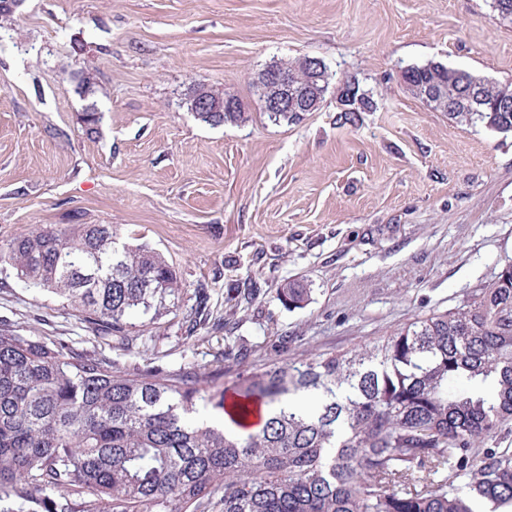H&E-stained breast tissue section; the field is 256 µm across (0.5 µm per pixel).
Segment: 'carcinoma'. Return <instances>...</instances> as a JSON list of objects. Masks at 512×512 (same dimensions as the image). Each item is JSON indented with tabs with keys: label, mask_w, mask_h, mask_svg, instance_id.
I'll use <instances>...</instances> for the list:
<instances>
[{
	"label": "carcinoma",
	"mask_w": 512,
	"mask_h": 512,
	"mask_svg": "<svg viewBox=\"0 0 512 512\" xmlns=\"http://www.w3.org/2000/svg\"><path fill=\"white\" fill-rule=\"evenodd\" d=\"M300 59L274 62L292 74ZM267 68V69H269ZM267 69L251 80L258 93ZM408 91L459 126L512 132V83L430 62L403 70ZM358 110L375 108L354 78ZM507 95L505 108L492 103ZM188 110L209 125L245 119L243 104L194 87ZM30 287L54 293L103 336L129 339L181 293L167 261L112 224L38 228L0 245ZM280 299L303 308L308 289ZM191 328L207 325L196 294ZM224 369L161 374L52 345L0 321V512H488L512 506V448L487 443L512 423V264L461 304L352 351L301 353L233 381ZM315 393L313 408L287 405ZM262 427L241 433L255 407ZM226 414L233 427L202 417Z\"/></svg>",
	"instance_id": "obj_1"
}]
</instances>
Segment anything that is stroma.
<instances>
[{
  "instance_id": "1",
  "label": "stroma",
  "mask_w": 512,
  "mask_h": 512,
  "mask_svg": "<svg viewBox=\"0 0 512 512\" xmlns=\"http://www.w3.org/2000/svg\"><path fill=\"white\" fill-rule=\"evenodd\" d=\"M304 55L332 83L359 80L376 110L341 123L331 91L271 121L250 79ZM429 62L512 83V23L490 0H25L0 28V245L112 224L184 293L126 348L0 262V319L121 368L220 367L224 387L241 351L259 366L354 350L459 305L512 263V133L412 96L401 73ZM197 84L239 98L245 120H198L184 103ZM291 280L306 307L281 301ZM199 289L214 319L193 331Z\"/></svg>"
}]
</instances>
